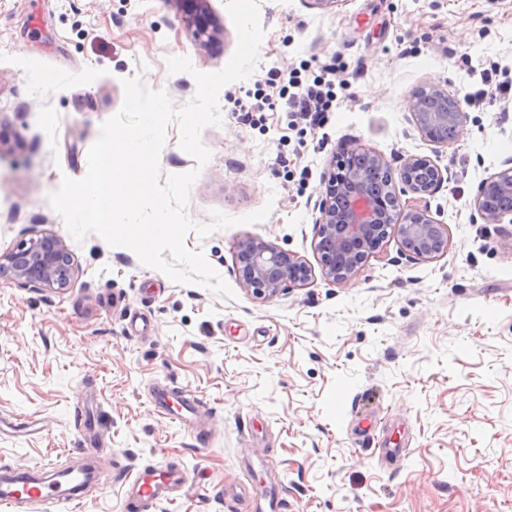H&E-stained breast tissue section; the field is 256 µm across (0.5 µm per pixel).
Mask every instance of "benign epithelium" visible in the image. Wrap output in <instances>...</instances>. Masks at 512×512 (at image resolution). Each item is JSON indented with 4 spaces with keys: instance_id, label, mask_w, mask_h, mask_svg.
Instances as JSON below:
<instances>
[{
    "instance_id": "obj_1",
    "label": "benign epithelium",
    "mask_w": 512,
    "mask_h": 512,
    "mask_svg": "<svg viewBox=\"0 0 512 512\" xmlns=\"http://www.w3.org/2000/svg\"><path fill=\"white\" fill-rule=\"evenodd\" d=\"M178 2L184 4L183 22L199 46H206L220 34L209 0ZM453 102L451 112H434L417 96L407 104L418 132L438 147L448 146V140L438 138L435 131L450 125L456 137L465 119L460 99L455 97ZM362 149L353 141L340 147L337 159L324 172L323 189L314 205L319 212L314 248L321 275L335 284L348 282L391 238L397 239L403 255L416 260H432L448 250V225L437 222L426 207L406 208L401 202V196L409 193L432 196L438 192L445 181L442 169L427 156H412L395 176L384 155L368 152V164L390 173L389 193L374 197L362 188L364 174L346 171L349 160ZM419 167L430 171L425 185L410 177V172ZM492 194L512 196V167L484 179L473 200L474 212L484 223L511 224L512 210L499 211L488 205ZM239 262L244 288L262 301L277 296L291 284L302 285L310 277L308 265L299 256L251 239L239 243ZM3 274L32 285L65 288L74 278L75 268L64 242L46 235L7 254L0 261V276Z\"/></svg>"
}]
</instances>
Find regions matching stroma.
Masks as SVG:
<instances>
[{"label": "stroma", "instance_id": "1", "mask_svg": "<svg viewBox=\"0 0 512 512\" xmlns=\"http://www.w3.org/2000/svg\"><path fill=\"white\" fill-rule=\"evenodd\" d=\"M208 47L178 0H0V256L47 234L75 265L63 289L0 276V471L46 473L96 459L105 485L80 504L24 512H122L123 482L169 468L187 482L150 512H512L511 224L473 219L480 182L512 159V101L470 102L483 65L512 70V0H260L253 74L223 86L222 123L197 165L170 124L161 178L198 170L185 209L235 226L189 232L233 297L178 284L100 236L76 242L48 195L87 172L102 124L143 75L176 105L194 72L237 46L225 0ZM185 56L193 73L169 72ZM333 65L342 87L322 125L297 123L278 92L289 75ZM53 89H45V80ZM459 97L466 120L438 147L414 128L419 88ZM273 105L247 111L255 96ZM380 152L392 170L427 156L445 172L427 203L448 251L400 255L396 240L347 283L323 279L314 203L340 144ZM269 207L257 224L239 217ZM255 239L312 270L268 301L243 287L238 245ZM195 395L194 426L160 416L150 392Z\"/></svg>", "mask_w": 512, "mask_h": 512}]
</instances>
